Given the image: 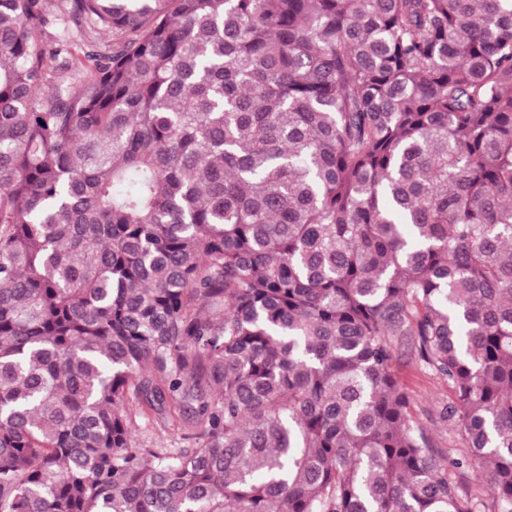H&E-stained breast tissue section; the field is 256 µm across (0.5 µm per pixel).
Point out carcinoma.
<instances>
[{"label":"carcinoma","mask_w":512,"mask_h":512,"mask_svg":"<svg viewBox=\"0 0 512 512\" xmlns=\"http://www.w3.org/2000/svg\"><path fill=\"white\" fill-rule=\"evenodd\" d=\"M470 465L512 512V0H0V512H478ZM398 373L410 395V411L431 435L438 448L450 449L453 454L462 449L457 431L438 419L436 406L450 398L447 385L424 372L409 355L398 361ZM473 496L488 502L486 474L478 467H469L452 475Z\"/></svg>","instance_id":"cac0c4a2"}]
</instances>
